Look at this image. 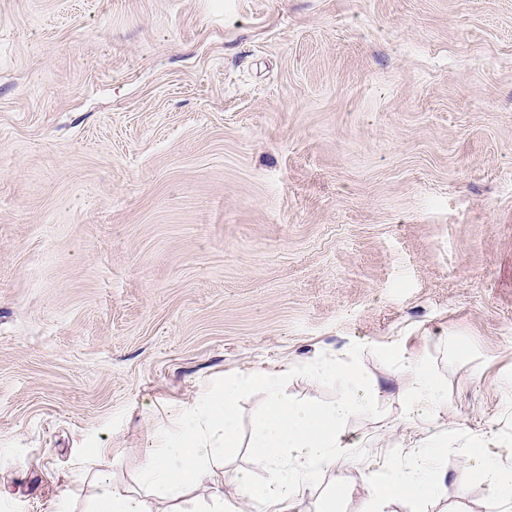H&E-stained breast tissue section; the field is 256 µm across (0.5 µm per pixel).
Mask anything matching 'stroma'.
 Instances as JSON below:
<instances>
[{
  "instance_id": "obj_1",
  "label": "stroma",
  "mask_w": 512,
  "mask_h": 512,
  "mask_svg": "<svg viewBox=\"0 0 512 512\" xmlns=\"http://www.w3.org/2000/svg\"><path fill=\"white\" fill-rule=\"evenodd\" d=\"M512 434V0H0V512H88L247 369L376 378L374 470L423 423ZM107 456H100V449ZM465 496L393 512H498ZM405 393L420 413L437 421L448 418V387L423 360L397 366Z\"/></svg>"
}]
</instances>
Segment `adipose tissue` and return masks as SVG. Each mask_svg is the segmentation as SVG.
<instances>
[{"instance_id": "1", "label": "adipose tissue", "mask_w": 512, "mask_h": 512, "mask_svg": "<svg viewBox=\"0 0 512 512\" xmlns=\"http://www.w3.org/2000/svg\"><path fill=\"white\" fill-rule=\"evenodd\" d=\"M405 393L420 413L443 421L436 434L417 433L412 465L390 464L386 478L364 467L357 443L348 438L351 419L374 414L379 388L369 375L322 362L307 369L316 382H337L340 395L328 403L289 398L287 368L254 369L225 377L221 391H201L194 404L175 410L169 429L149 449L139 468L144 487L157 491L167 512H237L239 502L259 512H294L306 494L316 493L315 512H339L344 492L336 473L357 469L368 497L361 512H388L401 500H435L448 490L440 460L448 445L465 442L476 451L496 504L512 507V438L464 436L447 423L448 388L421 360L398 365ZM258 401L248 437H241L238 400ZM247 446L251 464L225 470L229 449ZM89 512H153L142 494L117 487L110 477L96 481Z\"/></svg>"}]
</instances>
